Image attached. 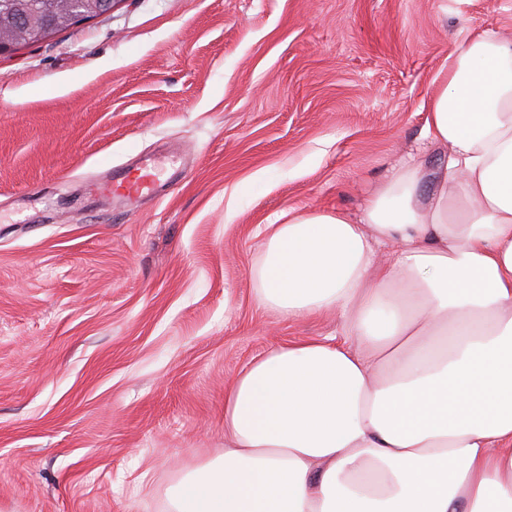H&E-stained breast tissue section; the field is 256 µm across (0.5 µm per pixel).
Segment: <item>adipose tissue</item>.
Returning <instances> with one entry per match:
<instances>
[{
	"mask_svg": "<svg viewBox=\"0 0 512 512\" xmlns=\"http://www.w3.org/2000/svg\"><path fill=\"white\" fill-rule=\"evenodd\" d=\"M424 136L358 221L270 224L251 271L283 317L343 341L254 359L224 395V453L171 512H512V39L470 37Z\"/></svg>",
	"mask_w": 512,
	"mask_h": 512,
	"instance_id": "ef3b65f1",
	"label": "adipose tissue"
}]
</instances>
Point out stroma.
<instances>
[{"mask_svg": "<svg viewBox=\"0 0 512 512\" xmlns=\"http://www.w3.org/2000/svg\"><path fill=\"white\" fill-rule=\"evenodd\" d=\"M512 0H121L0 59V512H170L254 358L336 336L261 306L269 224L358 218ZM146 159L155 197H101Z\"/></svg>", "mask_w": 512, "mask_h": 512, "instance_id": "stroma-1", "label": "stroma"}]
</instances>
